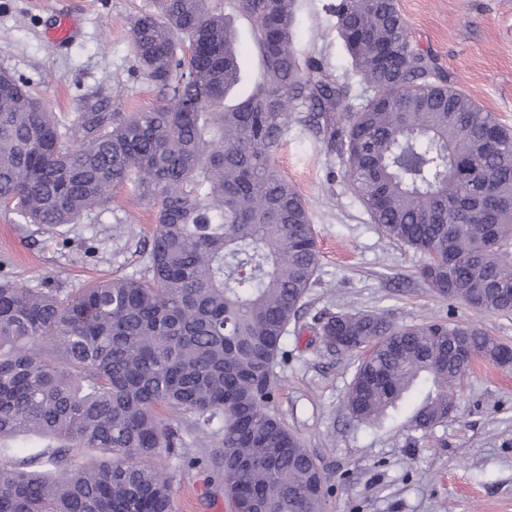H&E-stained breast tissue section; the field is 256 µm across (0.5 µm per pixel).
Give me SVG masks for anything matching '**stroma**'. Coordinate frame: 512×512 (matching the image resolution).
<instances>
[{"mask_svg":"<svg viewBox=\"0 0 512 512\" xmlns=\"http://www.w3.org/2000/svg\"><path fill=\"white\" fill-rule=\"evenodd\" d=\"M327 0H300L296 45L323 58L359 107L372 90L350 65ZM415 48L433 54L454 83L512 128V0H395ZM151 0H0V69L29 80L63 121L85 97H107L113 111L146 110L163 100L139 70L132 24ZM77 17L79 33L63 50L45 29L57 16ZM237 34L241 81L229 102L261 82L263 66L249 18L229 12ZM281 174L304 196L321 264L299 319L284 338L274 370L282 385L275 413L301 437L327 476L325 512H512V368L471 370L454 394L448 419L422 435L370 427L347 414L344 399L356 356L328 354L315 315L374 311L400 325L439 320L476 325L512 346V316L488 315L445 301L419 274L422 259L385 238L351 191L336 148L305 125L289 129L276 156ZM154 214L130 187L78 224L45 234L0 206V279L30 287L53 278L74 293L93 280L139 275L137 250ZM172 475L173 512H231L219 482L205 469Z\"/></svg>","mask_w":512,"mask_h":512,"instance_id":"1","label":"stroma"}]
</instances>
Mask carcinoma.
<instances>
[{"label":"carcinoma","mask_w":512,"mask_h":512,"mask_svg":"<svg viewBox=\"0 0 512 512\" xmlns=\"http://www.w3.org/2000/svg\"><path fill=\"white\" fill-rule=\"evenodd\" d=\"M297 0H153L132 30L164 93L149 110L100 97L63 123L22 77L0 70V203L45 232L76 224L132 185L155 212L143 274L63 294L0 280V512H171L162 456L204 463L232 512H324L327 478L272 410L273 365L320 264L311 216L275 155L294 123L336 144L355 196L384 236L419 253L444 300L512 314V129L414 48L395 0H333L352 70L373 94L358 108L314 58L300 59ZM245 14L263 79L235 104ZM387 48L395 65L378 64ZM321 342L360 355L344 407L370 426L427 435L459 384L450 350L512 366V348L476 326L398 325L327 311ZM209 445L190 456L185 436ZM107 458L70 466L72 453Z\"/></svg>","instance_id":"obj_1"}]
</instances>
